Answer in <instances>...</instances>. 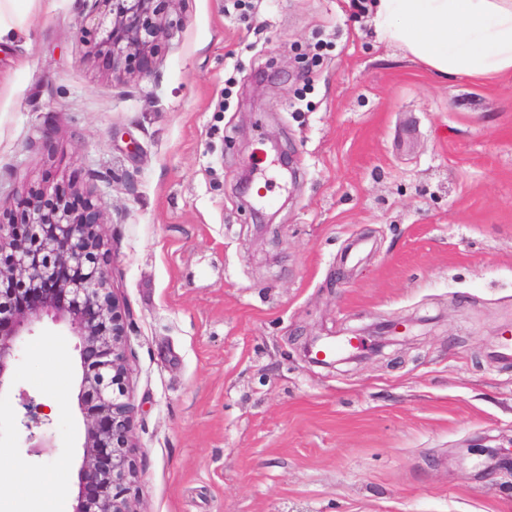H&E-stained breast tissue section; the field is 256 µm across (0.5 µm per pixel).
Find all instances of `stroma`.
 Returning <instances> with one entry per match:
<instances>
[{
  "mask_svg": "<svg viewBox=\"0 0 512 512\" xmlns=\"http://www.w3.org/2000/svg\"><path fill=\"white\" fill-rule=\"evenodd\" d=\"M18 8L0 217L43 186L102 208L135 512H512L491 455L512 448V75L433 76L362 0H181L153 74L117 79L80 38L86 0ZM410 317L387 356L369 336L358 363L304 355ZM80 375L77 337L46 318L0 395V449L65 475L69 501Z\"/></svg>",
  "mask_w": 512,
  "mask_h": 512,
  "instance_id": "stroma-1",
  "label": "stroma"
}]
</instances>
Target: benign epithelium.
Returning a JSON list of instances; mask_svg holds the SVG:
<instances>
[{
	"label": "benign epithelium",
	"instance_id": "obj_1",
	"mask_svg": "<svg viewBox=\"0 0 512 512\" xmlns=\"http://www.w3.org/2000/svg\"><path fill=\"white\" fill-rule=\"evenodd\" d=\"M98 16L80 31L89 54L114 76L151 75L168 37L183 22L178 0H90ZM73 189L36 188L11 222L0 224V395L23 336L45 317L79 339L83 457L72 512H135L129 494L138 479L132 439L134 405L125 390L129 328L107 273L111 257L101 234L103 212L90 197L70 201ZM420 319L367 326L373 353L408 339ZM310 361L325 367L360 361L356 354Z\"/></svg>",
	"mask_w": 512,
	"mask_h": 512
}]
</instances>
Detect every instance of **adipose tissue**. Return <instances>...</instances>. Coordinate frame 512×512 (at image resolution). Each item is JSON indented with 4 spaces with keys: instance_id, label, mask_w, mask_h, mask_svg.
Returning <instances> with one entry per match:
<instances>
[{
    "instance_id": "obj_1",
    "label": "adipose tissue",
    "mask_w": 512,
    "mask_h": 512,
    "mask_svg": "<svg viewBox=\"0 0 512 512\" xmlns=\"http://www.w3.org/2000/svg\"><path fill=\"white\" fill-rule=\"evenodd\" d=\"M367 8L382 40L404 46L436 74H512V0H369ZM4 471L31 512H63L64 488L49 475L10 470L0 454Z\"/></svg>"
}]
</instances>
